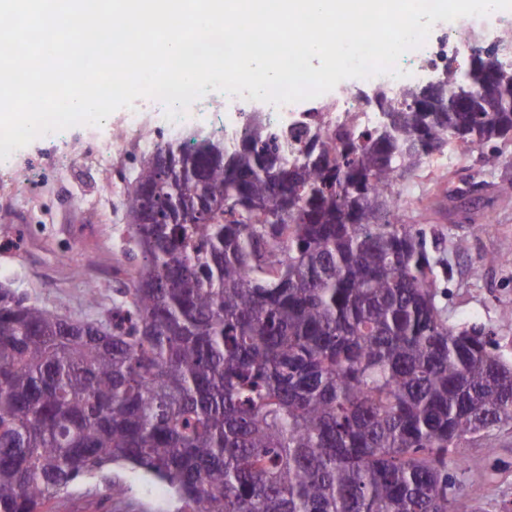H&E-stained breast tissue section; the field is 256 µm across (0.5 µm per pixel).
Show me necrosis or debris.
Segmentation results:
<instances>
[{"label":"necrosis or debris","instance_id":"4bbe7bcc","mask_svg":"<svg viewBox=\"0 0 512 512\" xmlns=\"http://www.w3.org/2000/svg\"><path fill=\"white\" fill-rule=\"evenodd\" d=\"M510 25L512 15L501 12L494 16L474 17L470 25L454 29L436 22L424 44L400 58L401 76L378 74L362 79L356 85H340L333 94L319 100L276 106L257 100L249 102L236 95H223L218 109L224 114V140L228 143L235 140L248 111L255 113L266 128L280 133V153L288 162L295 157L296 144L292 134L300 127H309L323 139L333 137L339 130H375L383 117V109L374 97L376 91L399 96L406 86L424 82L443 70L448 61L459 57L469 47V36L493 43L499 40L503 28ZM144 113L164 121L170 140H181L185 131L183 118L167 120L163 102L142 97L128 109L125 126L100 138L88 159L100 165L105 176L102 198L116 208L123 204L124 187L118 182L117 173L125 155L133 149L149 154L156 148L155 143L142 134L140 116Z\"/></svg>","mask_w":512,"mask_h":512}]
</instances>
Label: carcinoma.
Wrapping results in <instances>:
<instances>
[{"label": "carcinoma", "instance_id": "obj_1", "mask_svg": "<svg viewBox=\"0 0 512 512\" xmlns=\"http://www.w3.org/2000/svg\"><path fill=\"white\" fill-rule=\"evenodd\" d=\"M495 67L445 68L438 97L409 86L376 135L307 139L314 164H284L250 117L231 148H158L126 198L142 264L100 319L0 283V512L93 476L104 509L125 493L113 464L169 487L175 512H470L448 463L512 422V363L448 323L394 198L457 140L502 164L512 73ZM146 192L179 208L143 224Z\"/></svg>", "mask_w": 512, "mask_h": 512}]
</instances>
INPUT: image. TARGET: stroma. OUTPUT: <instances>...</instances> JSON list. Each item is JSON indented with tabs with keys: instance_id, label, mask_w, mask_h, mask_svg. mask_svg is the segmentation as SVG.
I'll list each match as a JSON object with an SVG mask.
<instances>
[{
	"instance_id": "35a3bbf8",
	"label": "stroma",
	"mask_w": 512,
	"mask_h": 512,
	"mask_svg": "<svg viewBox=\"0 0 512 512\" xmlns=\"http://www.w3.org/2000/svg\"><path fill=\"white\" fill-rule=\"evenodd\" d=\"M101 127L79 125L67 142L34 139L15 165L30 175L12 212H0V282L10 284L30 303L70 319L97 318L112 307V289L124 287L140 264L131 252L125 212L96 209L101 172L87 164L84 147ZM503 171L480 169L474 152L449 145L443 156L414 180L418 189L405 211L407 222L422 228L437 265L438 297L449 322L484 330L512 362V188L502 186ZM501 184L492 199L467 213L449 217V182ZM489 232H478L482 223ZM106 285L97 304L88 301L89 283ZM464 470L453 478L471 512H512V424L462 442ZM112 479L127 490L114 498L112 512H171L169 489L142 472L114 468Z\"/></svg>"
}]
</instances>
